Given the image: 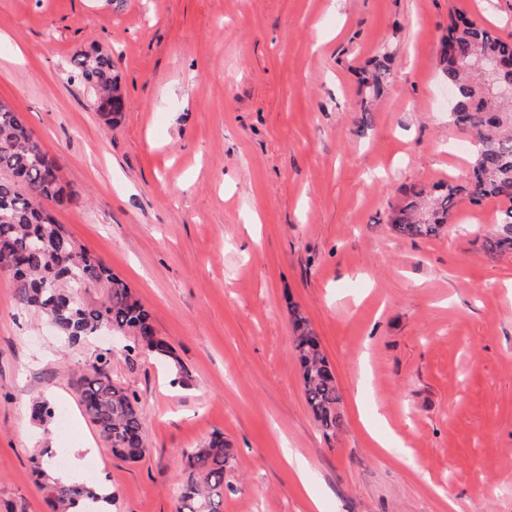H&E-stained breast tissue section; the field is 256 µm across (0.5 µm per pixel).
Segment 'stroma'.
<instances>
[{"label": "stroma", "mask_w": 512, "mask_h": 512, "mask_svg": "<svg viewBox=\"0 0 512 512\" xmlns=\"http://www.w3.org/2000/svg\"><path fill=\"white\" fill-rule=\"evenodd\" d=\"M458 13L512 37V0H0V100L80 194L49 209L173 352L69 342L0 272V512H46L36 460L87 437L112 512H175L183 450L216 432L235 453L224 512H512V253L481 248L512 201L460 202L435 237L388 224L405 189L470 171L435 64ZM95 49L126 101L109 126L68 77ZM294 305L336 371L330 438L291 352ZM106 351L143 411L137 463L80 411L75 381ZM40 399L68 409L70 438L33 420Z\"/></svg>", "instance_id": "1"}]
</instances>
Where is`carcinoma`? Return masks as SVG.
I'll return each instance as SVG.
<instances>
[{
	"mask_svg": "<svg viewBox=\"0 0 512 512\" xmlns=\"http://www.w3.org/2000/svg\"><path fill=\"white\" fill-rule=\"evenodd\" d=\"M487 58L512 63V40L464 16L451 19L437 66L457 90L449 117L472 139L471 175L464 186L448 182L434 193L410 190L405 203L389 217L399 237L438 235L463 193L475 204L500 198L512 201V90L503 92L486 75ZM113 70L111 56L83 53L74 60L71 76L94 93L96 110L109 122L126 108ZM386 74L385 64L377 63L364 72L362 82L374 91ZM79 199L78 192L63 185L56 161L20 114L0 101V269L12 274L17 304L41 313L72 341L107 325L112 333L133 338L124 347L127 356L146 351L161 362L169 360L170 347L157 338L149 310L129 285L68 235L45 206ZM483 249L490 256L512 251V212L484 238ZM91 285L107 288V298L99 305H86L76 296L78 289ZM291 316L292 354L301 369L306 404L323 435L334 436L345 426L336 374L307 318L296 307ZM111 362L112 353L98 354L90 373L77 380L80 404L113 455L139 462L149 453L144 416L136 394L112 381L107 372ZM32 413L44 421L55 418L60 409L36 401ZM182 456L186 469L177 490L176 512H222L224 475L234 457L224 435L214 433L202 445L182 451ZM97 500L84 484H56L46 498L50 512H74L79 504L80 512H97Z\"/></svg>",
	"mask_w": 512,
	"mask_h": 512,
	"instance_id": "cac0c4a2",
	"label": "carcinoma"
}]
</instances>
